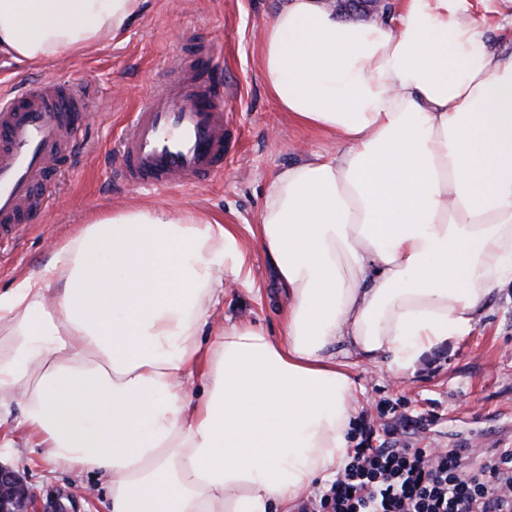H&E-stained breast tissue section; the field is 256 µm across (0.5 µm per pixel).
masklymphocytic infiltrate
Returning <instances> with one entry per match:
<instances>
[{"label":"lymphocytic infiltrate","mask_w":512,"mask_h":512,"mask_svg":"<svg viewBox=\"0 0 512 512\" xmlns=\"http://www.w3.org/2000/svg\"><path fill=\"white\" fill-rule=\"evenodd\" d=\"M469 455L365 440L299 512H512V448L473 469Z\"/></svg>","instance_id":"lymphocytic-infiltrate-1"}]
</instances>
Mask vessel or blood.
<instances>
[{"instance_id": "obj_1", "label": "vessel or blood", "mask_w": 512, "mask_h": 512, "mask_svg": "<svg viewBox=\"0 0 512 512\" xmlns=\"http://www.w3.org/2000/svg\"><path fill=\"white\" fill-rule=\"evenodd\" d=\"M93 97L89 85L31 83L0 95V240L49 208ZM224 78L206 51L169 59L155 90L114 143L115 177L128 188L201 185L224 171Z\"/></svg>"}]
</instances>
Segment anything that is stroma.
<instances>
[{
    "label": "stroma",
    "mask_w": 512,
    "mask_h": 512,
    "mask_svg": "<svg viewBox=\"0 0 512 512\" xmlns=\"http://www.w3.org/2000/svg\"><path fill=\"white\" fill-rule=\"evenodd\" d=\"M282 0H143L141 13L127 30L81 55L35 70L0 57V91L33 81L81 82L93 85L87 128L77 153L65 168L55 207L31 216L17 239L0 243V291L37 272L53 245L78 225L135 206L189 207L223 224L235 225L251 256L257 292L226 288L216 317L248 320L269 335H278L286 301L251 230L263 205L271 176L288 164L315 154L336 151L340 142L322 132L291 122L271 100L258 65L266 25ZM470 18L487 29L489 49L512 54V26L503 17L506 0H468ZM198 31L209 42L215 66L223 70L224 114L232 147L224 173L199 186L167 191L129 189L112 177L106 153L138 99L161 76L166 59L186 50L183 34ZM362 391L354 441L367 434L412 448H475L466 462L474 468L481 457L512 448V287L492 298L471 336L432 349L405 380L362 366L354 371ZM23 409L12 405L0 433L15 442L0 463L17 469L32 485L40 512L55 499H72L76 512H107L108 489L94 476L57 469L45 449L32 447L21 424ZM92 490L85 499L84 490Z\"/></svg>",
    "instance_id": "stroma-1"
}]
</instances>
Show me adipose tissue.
I'll return each instance as SVG.
<instances>
[{"mask_svg": "<svg viewBox=\"0 0 512 512\" xmlns=\"http://www.w3.org/2000/svg\"><path fill=\"white\" fill-rule=\"evenodd\" d=\"M141 6L0 0V55L83 53ZM259 65L279 111L342 142L281 168L252 231L288 299L278 336L228 321L204 344L226 282L257 284L235 226L185 207L114 211L0 292V413L22 403L110 512H292L346 457L354 368L406 379L512 284V55L464 0L362 24L284 0Z\"/></svg>", "mask_w": 512, "mask_h": 512, "instance_id": "1", "label": "adipose tissue"}]
</instances>
